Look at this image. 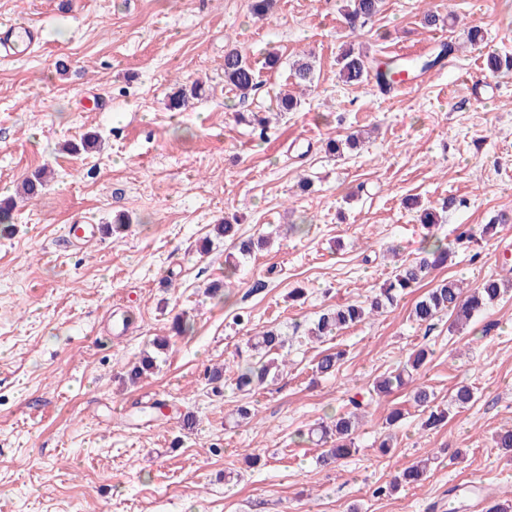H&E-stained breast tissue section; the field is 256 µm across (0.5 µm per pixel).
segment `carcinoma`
<instances>
[{
    "label": "carcinoma",
    "mask_w": 512,
    "mask_h": 512,
    "mask_svg": "<svg viewBox=\"0 0 512 512\" xmlns=\"http://www.w3.org/2000/svg\"><path fill=\"white\" fill-rule=\"evenodd\" d=\"M382 0H346L344 19L348 29L355 32L365 27L367 22L379 13ZM407 60L391 58L383 63L371 58L363 52L348 47L341 57L340 75L350 84H360L374 81L380 89H385L395 82L394 75L406 71ZM224 84L240 99L247 98L257 86V74L247 60L235 49L224 53ZM205 89L196 83L189 87L180 86L169 99V107L179 110L189 99L202 96ZM357 137L349 135L344 139L328 141V150L341 157L348 150L357 148ZM46 186V173L38 172L28 177L21 185L20 197L24 201L37 198ZM508 221V216L500 214L481 225L478 229H466L461 232L459 239L468 242L476 241L497 234L499 225ZM452 251L443 243L436 240L422 246V256L415 261L400 266L388 278L380 291L364 302L347 303L335 309L321 313L310 328L311 334L320 339L332 336L337 331L355 326L393 305L397 296L417 287L427 275L448 265ZM509 282L490 277L475 288L464 291L463 283L455 280H443L434 288L418 299L412 309L411 316L420 325H429L443 312L453 317L451 327L459 329L467 324L474 316L486 310L498 301ZM285 347L282 334L276 329L255 332L246 343L249 360L236 370L235 384L240 391H249L253 387L264 384L268 378L275 377L280 366L285 364V356L280 350ZM344 352L326 350L321 353L316 363V372L322 376L333 375L341 361ZM428 352L416 350L408 356L406 363L396 371L379 377L373 383V392L388 395L393 390L415 381V375L425 365ZM155 367V358L146 355L134 362L127 371L129 380L135 382ZM412 400L421 412V428L425 431L435 430L448 423L452 411L464 408L475 400L473 388L467 384L456 387L451 395L448 406L435 403V396L425 385H417L413 389ZM351 409L345 414L322 421L311 430L318 441L328 445V448L318 456L317 462L330 466L347 458L356 451L358 445L354 437V427L358 423L357 410L362 402L353 398L349 401ZM492 447L512 454V427L500 428L492 437ZM428 460L423 459L408 466L395 476L387 486H379L375 494L384 496L401 483H418L427 473Z\"/></svg>",
    "instance_id": "obj_1"
}]
</instances>
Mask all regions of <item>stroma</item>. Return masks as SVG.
I'll use <instances>...</instances> for the list:
<instances>
[{"instance_id":"1","label":"stroma","mask_w":512,"mask_h":512,"mask_svg":"<svg viewBox=\"0 0 512 512\" xmlns=\"http://www.w3.org/2000/svg\"><path fill=\"white\" fill-rule=\"evenodd\" d=\"M342 4L276 0L257 20L249 0H0V26L41 30L30 55L0 59V198L52 172L0 233V512H479L477 498L459 501L452 488L512 496V457L490 443L512 425V291L460 332L445 315L429 326L410 316L442 279L512 281V69L497 71L485 102L468 86L487 73L488 53L512 57V0H384L353 36ZM428 8L444 18L431 31L420 24ZM475 24L484 39L473 45ZM429 41L455 51L407 91L339 76L346 43L384 60ZM233 47L259 82L243 102L224 84ZM306 56L308 90L293 84ZM197 80L204 96L170 111L172 92ZM288 89L299 105L278 112ZM250 112L269 116L264 129L244 121ZM354 131L365 134L359 150L328 153L329 139ZM93 133L100 150L63 151ZM451 196L466 207L443 211ZM426 208L443 212L435 235L455 249L453 265L381 315L309 340L320 312L365 300L396 262L418 256ZM502 212L509 221L480 260L458 248L463 229ZM81 219L103 228L88 247L65 239ZM227 219L241 237L272 238L235 269L232 241L214 232ZM177 316L190 333H171ZM272 327L286 335L287 365L238 391V351ZM158 338L167 345L157 369L129 384V362ZM336 347L346 352L336 373L314 376L319 353ZM421 347L430 355L420 382L438 403L461 382L475 402L424 431L410 387L375 398L358 453L320 467L308 428ZM221 367L216 390L208 375ZM242 405L255 416L241 424ZM394 406L405 418L389 429ZM424 458L423 481L376 496Z\"/></svg>"}]
</instances>
